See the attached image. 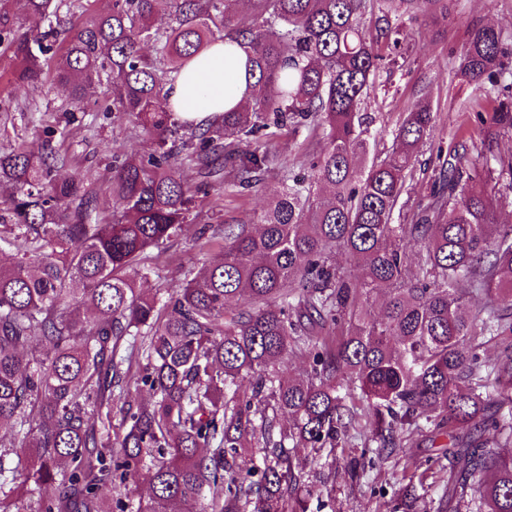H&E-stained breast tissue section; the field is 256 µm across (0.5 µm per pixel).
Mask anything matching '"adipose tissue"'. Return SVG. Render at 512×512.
Wrapping results in <instances>:
<instances>
[{
    "label": "adipose tissue",
    "mask_w": 512,
    "mask_h": 512,
    "mask_svg": "<svg viewBox=\"0 0 512 512\" xmlns=\"http://www.w3.org/2000/svg\"><path fill=\"white\" fill-rule=\"evenodd\" d=\"M245 60L244 50L230 58L224 54L223 41H216L167 85L168 102L189 122L207 124L219 119L225 109L246 101Z\"/></svg>",
    "instance_id": "adipose-tissue-1"
}]
</instances>
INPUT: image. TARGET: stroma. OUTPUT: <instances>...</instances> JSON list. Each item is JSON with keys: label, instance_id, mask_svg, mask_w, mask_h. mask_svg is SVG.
<instances>
[{"label": "stroma", "instance_id": "1", "mask_svg": "<svg viewBox=\"0 0 512 512\" xmlns=\"http://www.w3.org/2000/svg\"><path fill=\"white\" fill-rule=\"evenodd\" d=\"M402 25L404 56L397 65L380 70L367 109L381 115L374 131L377 150L382 154L392 150L394 131L405 112L423 101L436 112V126L418 157L410 183L411 202L421 207L428 201L436 175L437 147L468 144L483 136L482 127L470 122L468 116L476 102L484 101V92L458 70L467 32L491 26L512 46V0H448L447 13L426 8L415 17L403 18ZM66 104L65 86L51 78L42 85L17 88L8 100L7 116H0V149L23 143L31 151H40L42 141L35 132L50 131L53 146L66 156L65 174L83 182L97 199L100 219L111 221L109 176L113 160L149 153L153 144L134 117L118 112L95 124L83 113L68 115ZM280 186L278 177L271 174L246 196H228L217 187L199 198L179 235L164 252L152 256L154 276L137 281V288L151 292L178 287L201 272L205 264L219 260L218 249L198 251L195 241L199 229L258 224ZM397 437L400 447L393 456L365 466L354 479L347 467L361 453L360 439H349L334 451L324 452L309 473L310 481L326 483L329 496L322 512H390L395 497L409 487L416 496L415 512H439L448 474L432 473L431 468L445 437L434 436L429 427L412 425L403 426Z\"/></svg>", "mask_w": 512, "mask_h": 512}]
</instances>
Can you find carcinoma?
<instances>
[{"instance_id":"1","label":"carcinoma","mask_w":512,"mask_h":512,"mask_svg":"<svg viewBox=\"0 0 512 512\" xmlns=\"http://www.w3.org/2000/svg\"><path fill=\"white\" fill-rule=\"evenodd\" d=\"M248 2L247 20L236 0H112L75 29L82 0H0L14 85L50 69L74 113L104 82L98 112L134 115L154 143L112 166L109 224L93 222L96 198L50 145L0 151V252L13 251L0 263V430L10 433L0 472L20 449L27 479L55 487L37 512H125L121 489L138 479L150 495L135 512H308L324 490L305 470L324 449L356 430L386 459L398 429L423 418L450 439L441 510L512 512V456L489 448L512 443V224L496 220L512 203V158L493 149L512 131V82L501 85L498 32L471 29L458 65L490 85L486 96L497 92L473 166L465 152L438 150L429 203L412 211L402 198L436 113H406L381 159L370 156L376 118L362 105L381 65L396 63L392 19L424 3L446 13L447 0H376L374 36L363 24L370 0ZM27 15L47 27L22 30ZM221 38L228 56L246 49L250 100L195 126L164 88ZM302 129L323 146L296 177L259 140ZM221 156L239 191L274 169L281 190L256 232L201 228V248L219 247L221 261L161 304L135 280L208 194ZM379 287L389 298L375 316L366 305ZM127 336L141 337L135 358L120 355ZM488 343L492 360L480 354ZM296 351L309 359L302 380L288 377ZM132 382L150 400H124L114 442L112 388ZM257 436L262 447H247ZM248 454L259 463L243 474Z\"/></svg>"}]
</instances>
